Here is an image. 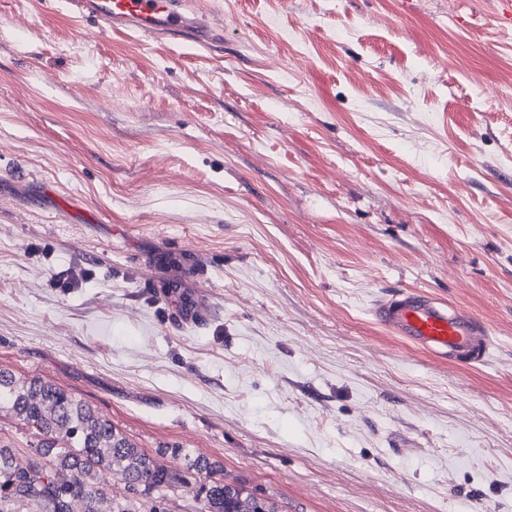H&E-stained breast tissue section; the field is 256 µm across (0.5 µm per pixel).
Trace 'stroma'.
<instances>
[{"label": "stroma", "instance_id": "35a3bbf8", "mask_svg": "<svg viewBox=\"0 0 512 512\" xmlns=\"http://www.w3.org/2000/svg\"><path fill=\"white\" fill-rule=\"evenodd\" d=\"M198 8L222 42L0 0V368L281 512H512V25ZM398 288L471 311L490 360L383 331Z\"/></svg>", "mask_w": 512, "mask_h": 512}]
</instances>
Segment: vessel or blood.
I'll use <instances>...</instances> for the list:
<instances>
[{
  "mask_svg": "<svg viewBox=\"0 0 512 512\" xmlns=\"http://www.w3.org/2000/svg\"><path fill=\"white\" fill-rule=\"evenodd\" d=\"M78 13L115 31L143 32L160 39L187 37L201 46L220 41L205 19L186 12L184 0H70ZM370 315L392 336L452 361L484 364L491 355L487 326L469 310L417 290L376 300Z\"/></svg>",
  "mask_w": 512,
  "mask_h": 512,
  "instance_id": "vessel-or-blood-1",
  "label": "vessel or blood"
}]
</instances>
